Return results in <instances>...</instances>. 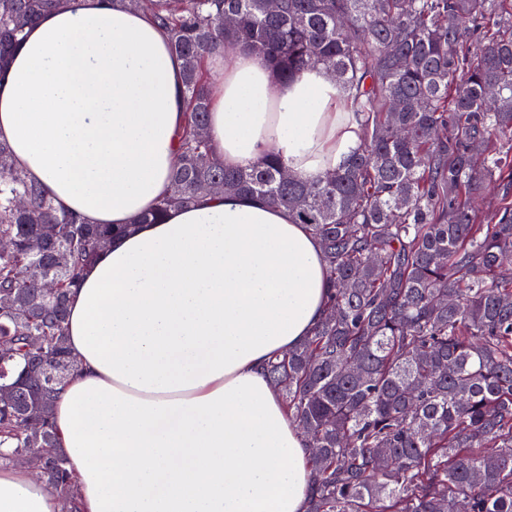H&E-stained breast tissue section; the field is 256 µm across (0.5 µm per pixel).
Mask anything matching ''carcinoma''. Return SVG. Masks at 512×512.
Wrapping results in <instances>:
<instances>
[{"label": "carcinoma", "mask_w": 512, "mask_h": 512, "mask_svg": "<svg viewBox=\"0 0 512 512\" xmlns=\"http://www.w3.org/2000/svg\"><path fill=\"white\" fill-rule=\"evenodd\" d=\"M70 0H0V77L26 29ZM169 35L183 62L187 117L170 191L137 224L210 194L257 197L288 210L322 246L325 317L267 374L310 457L307 512H512V0H123ZM233 24H224V16ZM259 51L280 78L325 69L360 123L363 143L314 181L273 154L227 168L209 141L205 56ZM402 103L393 110V100ZM483 144L476 161L470 148ZM505 187L489 220L487 180ZM112 226L59 212L0 143V316L4 365L19 384L0 410V459L36 447L26 434L52 414L57 367L69 360L67 304ZM58 283L53 296L41 281ZM44 337L31 350L27 336ZM480 448H492L485 455ZM44 480L73 503L62 452Z\"/></svg>", "instance_id": "1"}]
</instances>
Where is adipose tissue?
<instances>
[{"mask_svg": "<svg viewBox=\"0 0 512 512\" xmlns=\"http://www.w3.org/2000/svg\"><path fill=\"white\" fill-rule=\"evenodd\" d=\"M208 140L226 167L279 156L308 180L361 130L319 67L289 82L241 48L208 55ZM166 32L122 0L43 14L0 79V142L59 210L131 225L68 304L77 369L53 421L76 512H306V439L265 367L327 312L319 240L245 195L136 224L170 189L186 104ZM0 512H62L28 468L0 467Z\"/></svg>", "mask_w": 512, "mask_h": 512, "instance_id": "ef3b65f1", "label": "adipose tissue"}]
</instances>
